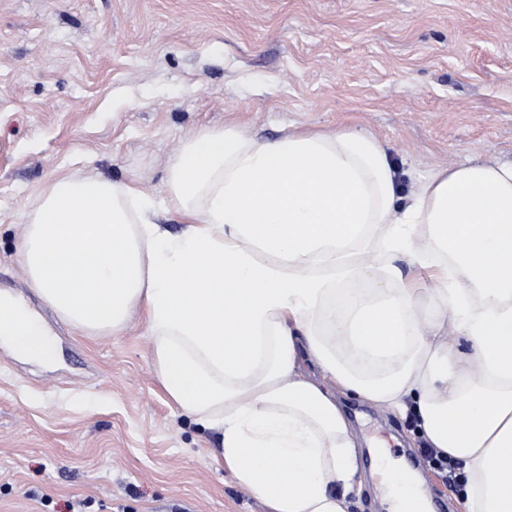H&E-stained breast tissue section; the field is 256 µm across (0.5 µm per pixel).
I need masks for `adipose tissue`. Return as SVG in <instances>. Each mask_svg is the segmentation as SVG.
Here are the masks:
<instances>
[{"mask_svg":"<svg viewBox=\"0 0 512 512\" xmlns=\"http://www.w3.org/2000/svg\"><path fill=\"white\" fill-rule=\"evenodd\" d=\"M19 256L76 330L118 333L143 310L162 389L219 430L212 459L267 512H350L362 450L343 395L412 414L458 464L463 512H512V161L468 159L403 197L367 133L202 132L164 203L134 181L52 184ZM0 342L57 354L2 292ZM381 470L395 512H429L415 471Z\"/></svg>","mask_w":512,"mask_h":512,"instance_id":"adipose-tissue-1","label":"adipose tissue"}]
</instances>
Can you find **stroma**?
<instances>
[{
    "label": "stroma",
    "mask_w": 512,
    "mask_h": 512,
    "mask_svg": "<svg viewBox=\"0 0 512 512\" xmlns=\"http://www.w3.org/2000/svg\"><path fill=\"white\" fill-rule=\"evenodd\" d=\"M294 127L381 139L402 191L468 158L512 161V0H0V291L57 357L0 345V512H265L210 458L218 431L171 408L141 309L83 333L28 285L31 214L61 177L136 180L156 200L185 138ZM357 437L420 464L414 418L346 397Z\"/></svg>",
    "instance_id": "35a3bbf8"
}]
</instances>
